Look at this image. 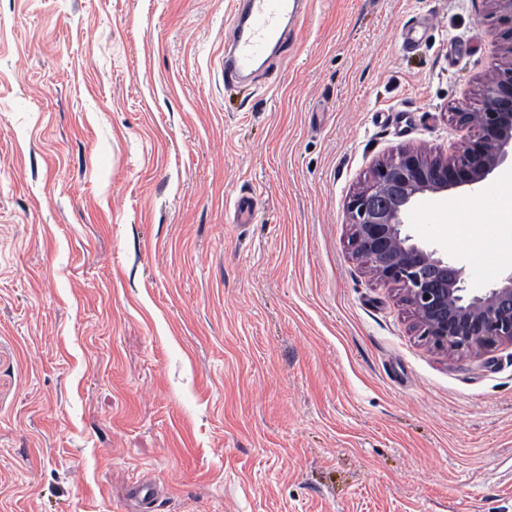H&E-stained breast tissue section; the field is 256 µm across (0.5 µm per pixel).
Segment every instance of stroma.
<instances>
[{"label":"stroma","instance_id":"obj_1","mask_svg":"<svg viewBox=\"0 0 512 512\" xmlns=\"http://www.w3.org/2000/svg\"><path fill=\"white\" fill-rule=\"evenodd\" d=\"M234 6L0 0V512H512V345L421 340L346 217L378 162L475 135L504 26L311 0L229 87ZM507 179L406 222L468 287L512 272Z\"/></svg>","mask_w":512,"mask_h":512}]
</instances>
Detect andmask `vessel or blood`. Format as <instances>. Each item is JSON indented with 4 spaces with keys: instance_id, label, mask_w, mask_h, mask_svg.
<instances>
[{
    "instance_id": "obj_1",
    "label": "vessel or blood",
    "mask_w": 512,
    "mask_h": 512,
    "mask_svg": "<svg viewBox=\"0 0 512 512\" xmlns=\"http://www.w3.org/2000/svg\"><path fill=\"white\" fill-rule=\"evenodd\" d=\"M301 0H237L224 80L236 84L258 74L294 32Z\"/></svg>"
}]
</instances>
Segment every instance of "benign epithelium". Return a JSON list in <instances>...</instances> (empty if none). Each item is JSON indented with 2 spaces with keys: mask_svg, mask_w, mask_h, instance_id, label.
Listing matches in <instances>:
<instances>
[{
  "mask_svg": "<svg viewBox=\"0 0 512 512\" xmlns=\"http://www.w3.org/2000/svg\"><path fill=\"white\" fill-rule=\"evenodd\" d=\"M506 40V63L486 84L481 111L463 103L454 112L457 123L479 133L446 158L419 149L399 152L375 167L347 205L356 257L400 292L412 309L418 336L450 356L496 342L512 344V272L485 291H474L463 268L404 232L405 216L421 195L479 190L507 160L512 148V27Z\"/></svg>",
  "mask_w": 512,
  "mask_h": 512,
  "instance_id": "benign-epithelium-1",
  "label": "benign epithelium"
}]
</instances>
